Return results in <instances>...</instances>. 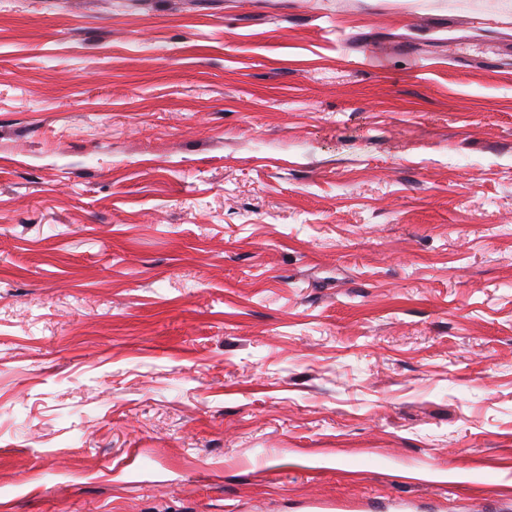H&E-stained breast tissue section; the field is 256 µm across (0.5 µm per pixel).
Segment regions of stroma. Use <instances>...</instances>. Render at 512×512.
<instances>
[{"instance_id":"obj_1","label":"stroma","mask_w":512,"mask_h":512,"mask_svg":"<svg viewBox=\"0 0 512 512\" xmlns=\"http://www.w3.org/2000/svg\"><path fill=\"white\" fill-rule=\"evenodd\" d=\"M512 512V0H0V503Z\"/></svg>"}]
</instances>
